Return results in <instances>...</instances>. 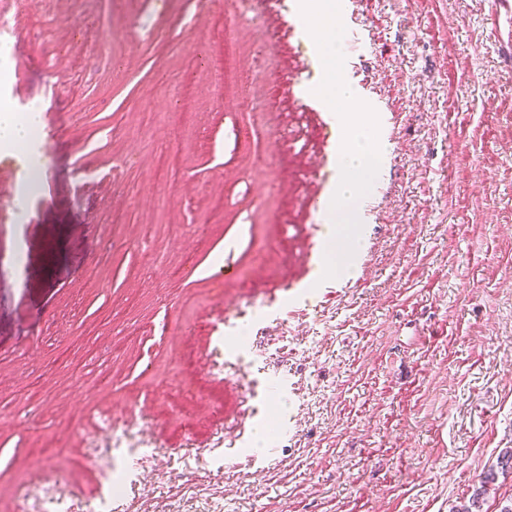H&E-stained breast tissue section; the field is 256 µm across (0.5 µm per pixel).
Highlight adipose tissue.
I'll return each mask as SVG.
<instances>
[{
    "mask_svg": "<svg viewBox=\"0 0 512 512\" xmlns=\"http://www.w3.org/2000/svg\"><path fill=\"white\" fill-rule=\"evenodd\" d=\"M337 8L336 0H309L305 12L315 21L310 32L329 72L322 95L345 130L337 156L336 220L330 230L331 244L343 248L358 241L351 205L371 184L379 167L381 153L368 123L352 119L349 114L350 106L357 104L358 99L352 86L340 76L341 60L336 46L335 26ZM41 126L38 107H29L20 115L7 107L0 109V147L24 148L26 170L30 173L41 172L45 163L43 154L28 149L30 142L38 137Z\"/></svg>",
    "mask_w": 512,
    "mask_h": 512,
    "instance_id": "1",
    "label": "adipose tissue"
}]
</instances>
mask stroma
<instances>
[{
	"label": "stroma",
	"mask_w": 512,
	"mask_h": 512,
	"mask_svg": "<svg viewBox=\"0 0 512 512\" xmlns=\"http://www.w3.org/2000/svg\"><path fill=\"white\" fill-rule=\"evenodd\" d=\"M338 3L382 165L352 277L317 280L343 131L302 0L238 21L234 0H0L23 36L0 104H38L59 142L26 211L0 162V512L47 479L99 495L70 428L93 407L140 404L152 441L112 512H448L512 448V53L493 0ZM243 314L216 379L215 327ZM34 409L57 428L31 435Z\"/></svg>",
	"instance_id": "stroma-1"
}]
</instances>
